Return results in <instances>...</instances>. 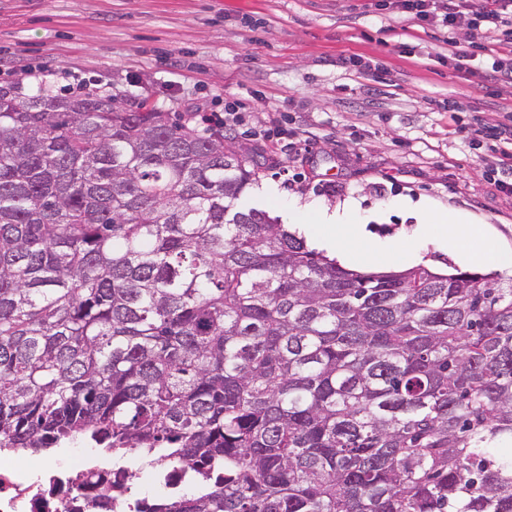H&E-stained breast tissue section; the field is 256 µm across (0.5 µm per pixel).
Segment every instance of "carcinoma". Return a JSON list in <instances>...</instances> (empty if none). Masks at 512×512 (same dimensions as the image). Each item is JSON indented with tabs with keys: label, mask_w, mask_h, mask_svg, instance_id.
I'll return each mask as SVG.
<instances>
[{
	"label": "carcinoma",
	"mask_w": 512,
	"mask_h": 512,
	"mask_svg": "<svg viewBox=\"0 0 512 512\" xmlns=\"http://www.w3.org/2000/svg\"><path fill=\"white\" fill-rule=\"evenodd\" d=\"M257 169L0 88V440L192 472L142 512H512V284L344 269L236 209Z\"/></svg>",
	"instance_id": "1"
}]
</instances>
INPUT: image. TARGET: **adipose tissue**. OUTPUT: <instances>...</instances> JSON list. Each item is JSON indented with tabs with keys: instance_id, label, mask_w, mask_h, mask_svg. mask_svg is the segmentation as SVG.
Returning <instances> with one entry per match:
<instances>
[{
	"instance_id": "ef3b65f1",
	"label": "adipose tissue",
	"mask_w": 512,
	"mask_h": 512,
	"mask_svg": "<svg viewBox=\"0 0 512 512\" xmlns=\"http://www.w3.org/2000/svg\"><path fill=\"white\" fill-rule=\"evenodd\" d=\"M411 210L417 219L412 231V241L404 247L400 260L410 265L420 258L414 242L420 238L430 239L438 249L454 254L458 261L465 265H483L495 260L493 249L470 248V241L478 234L476 224L461 219L447 211L436 209L431 203L418 202L412 204ZM348 212L335 210L327 212L318 210L316 223H299L295 229L314 247L325 250L331 257L344 265L370 266L381 257L379 247L367 248L362 254L356 255L342 244L346 236Z\"/></svg>"
}]
</instances>
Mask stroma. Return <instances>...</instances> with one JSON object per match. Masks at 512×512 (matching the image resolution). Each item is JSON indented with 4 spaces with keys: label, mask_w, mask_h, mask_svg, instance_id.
<instances>
[{
    "label": "stroma",
    "mask_w": 512,
    "mask_h": 512,
    "mask_svg": "<svg viewBox=\"0 0 512 512\" xmlns=\"http://www.w3.org/2000/svg\"><path fill=\"white\" fill-rule=\"evenodd\" d=\"M447 38L371 0H0V83L30 94L43 67L53 88L89 80L200 130L232 104L226 140L259 165L241 208L292 224L299 207L352 201L351 223L398 248L416 224L400 200L424 198L489 228L505 282L512 194L466 132L512 114V86L488 85L482 51L456 71ZM274 114L280 144L258 136Z\"/></svg>",
    "instance_id": "obj_1"
}]
</instances>
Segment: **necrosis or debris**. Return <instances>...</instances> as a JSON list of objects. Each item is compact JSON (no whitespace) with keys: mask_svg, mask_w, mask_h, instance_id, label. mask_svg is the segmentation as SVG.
<instances>
[{"mask_svg":"<svg viewBox=\"0 0 512 512\" xmlns=\"http://www.w3.org/2000/svg\"><path fill=\"white\" fill-rule=\"evenodd\" d=\"M140 504L130 483L83 452L66 470L38 472L16 449H0V512H138Z\"/></svg>","mask_w":512,"mask_h":512,"instance_id":"obj_1","label":"necrosis or debris"}]
</instances>
